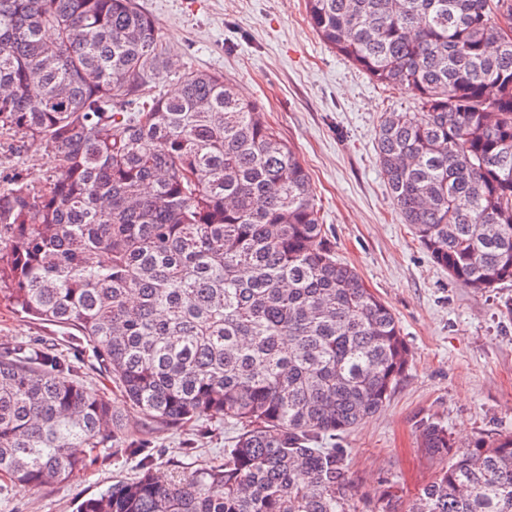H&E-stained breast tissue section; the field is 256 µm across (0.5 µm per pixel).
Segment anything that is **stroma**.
Here are the masks:
<instances>
[{
  "mask_svg": "<svg viewBox=\"0 0 512 512\" xmlns=\"http://www.w3.org/2000/svg\"><path fill=\"white\" fill-rule=\"evenodd\" d=\"M181 66L217 72L247 99L307 169L340 260L355 267L397 317L409 349L386 405L337 438L348 458L350 512H371L379 493L412 498L441 462L417 443L421 422L447 427L457 446L512 433V282L478 292L449 277L403 224L376 163L382 113L414 112L406 89H385L327 47L305 0H140ZM47 155L0 132V185L49 172ZM54 348L88 391L108 398L129 437L150 443L157 471L191 472L224 457L236 427L202 420L163 426L131 409L93 349L69 330L14 313L0 293V347ZM137 458L107 442L98 463L67 481L0 494V512H75L78 501L134 477Z\"/></svg>",
  "mask_w": 512,
  "mask_h": 512,
  "instance_id": "35a3bbf8",
  "label": "stroma"
}]
</instances>
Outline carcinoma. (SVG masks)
I'll return each mask as SVG.
<instances>
[{
	"label": "carcinoma",
	"mask_w": 512,
	"mask_h": 512,
	"mask_svg": "<svg viewBox=\"0 0 512 512\" xmlns=\"http://www.w3.org/2000/svg\"><path fill=\"white\" fill-rule=\"evenodd\" d=\"M332 50L419 112H386L378 166L404 223L468 288L512 282V0H305ZM174 53L137 0H0V128L54 162L0 188V292L72 329L157 423L241 426L224 461L140 471L76 512H347L328 446L408 365L398 319L336 259L307 170L215 72L160 84ZM111 403L48 352L0 351V492L86 470L123 435ZM374 512H512V435L455 446Z\"/></svg>",
	"instance_id": "obj_1"
}]
</instances>
